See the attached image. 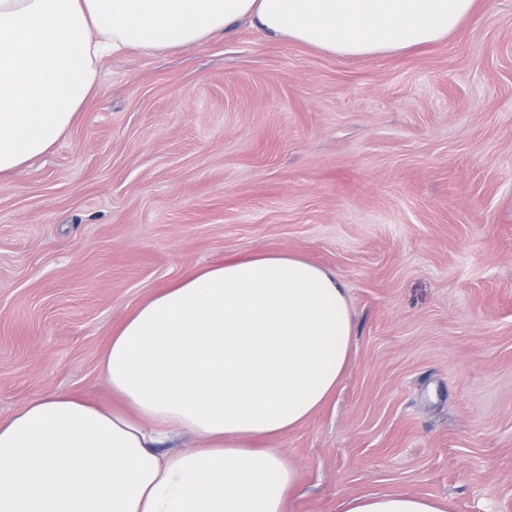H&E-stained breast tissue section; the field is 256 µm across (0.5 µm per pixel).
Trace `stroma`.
Listing matches in <instances>:
<instances>
[{
  "label": "stroma",
  "mask_w": 512,
  "mask_h": 512,
  "mask_svg": "<svg viewBox=\"0 0 512 512\" xmlns=\"http://www.w3.org/2000/svg\"><path fill=\"white\" fill-rule=\"evenodd\" d=\"M288 251L347 288L335 400L271 445L287 512L414 493L512 512V0L448 38L342 58L247 24L97 65L48 154L0 181V421L66 391L160 288Z\"/></svg>",
  "instance_id": "35a3bbf8"
}]
</instances>
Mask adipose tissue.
<instances>
[{
  "mask_svg": "<svg viewBox=\"0 0 512 512\" xmlns=\"http://www.w3.org/2000/svg\"><path fill=\"white\" fill-rule=\"evenodd\" d=\"M474 0H0V178L50 152L98 62L188 49L246 22L349 58L441 41ZM353 344L344 284L288 252L224 260L160 289L101 367L119 407L66 392L0 422V512H286L298 470L271 440L333 397ZM192 435L196 447L158 446ZM337 512H447L409 493Z\"/></svg>",
  "mask_w": 512,
  "mask_h": 512,
  "instance_id": "adipose-tissue-1",
  "label": "adipose tissue"
}]
</instances>
